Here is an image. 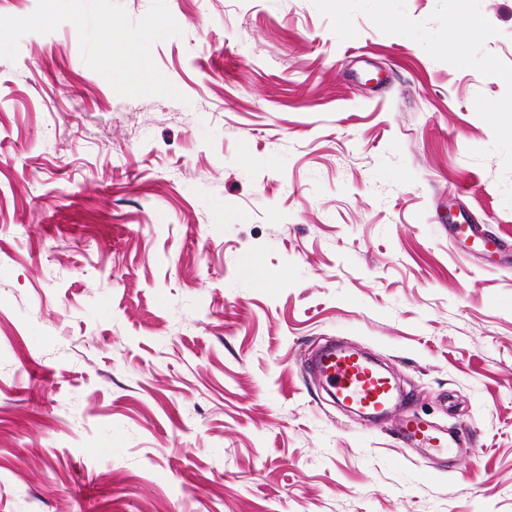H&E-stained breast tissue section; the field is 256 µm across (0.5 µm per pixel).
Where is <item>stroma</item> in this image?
I'll return each instance as SVG.
<instances>
[{
    "mask_svg": "<svg viewBox=\"0 0 512 512\" xmlns=\"http://www.w3.org/2000/svg\"><path fill=\"white\" fill-rule=\"evenodd\" d=\"M508 123L512 0H0V512H512ZM316 367L340 403H350L365 413H378L392 401L391 380L360 352L332 346L318 355ZM399 433L405 443L416 444L418 447H428L437 451H447L452 448L448 437L437 435L431 425H424L413 420L400 423Z\"/></svg>",
    "mask_w": 512,
    "mask_h": 512,
    "instance_id": "stroma-1",
    "label": "stroma"
}]
</instances>
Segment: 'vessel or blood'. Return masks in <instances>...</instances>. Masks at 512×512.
<instances>
[{"instance_id":"1","label":"vessel or blood","mask_w":512,"mask_h":512,"mask_svg":"<svg viewBox=\"0 0 512 512\" xmlns=\"http://www.w3.org/2000/svg\"><path fill=\"white\" fill-rule=\"evenodd\" d=\"M318 371L328 382L339 402L350 403L366 413L383 411L392 401L394 388L391 380L376 370L360 352L331 348L318 356ZM404 442L438 451L448 450L445 436L418 421L404 420L399 427Z\"/></svg>"}]
</instances>
